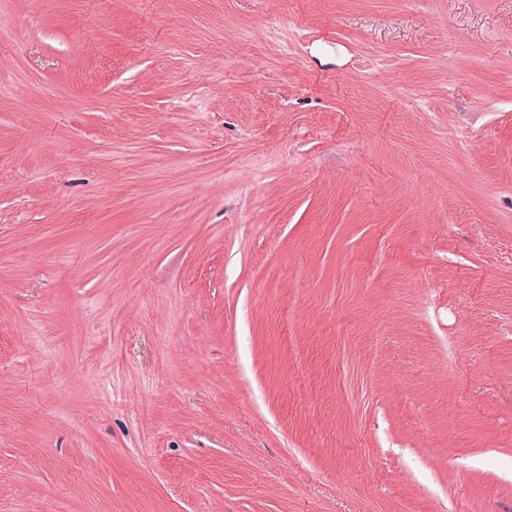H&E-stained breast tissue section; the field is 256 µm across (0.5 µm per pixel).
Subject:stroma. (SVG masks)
Segmentation results:
<instances>
[{"instance_id": "stroma-1", "label": "stroma", "mask_w": 512, "mask_h": 512, "mask_svg": "<svg viewBox=\"0 0 512 512\" xmlns=\"http://www.w3.org/2000/svg\"><path fill=\"white\" fill-rule=\"evenodd\" d=\"M0 512H512V0H0Z\"/></svg>"}]
</instances>
